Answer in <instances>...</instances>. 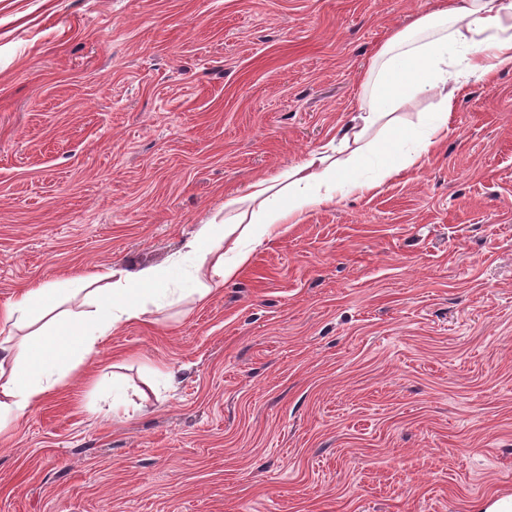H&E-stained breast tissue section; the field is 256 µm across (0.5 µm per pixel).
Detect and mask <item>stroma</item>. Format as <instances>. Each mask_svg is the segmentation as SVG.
Wrapping results in <instances>:
<instances>
[{
    "label": "stroma",
    "mask_w": 512,
    "mask_h": 512,
    "mask_svg": "<svg viewBox=\"0 0 512 512\" xmlns=\"http://www.w3.org/2000/svg\"><path fill=\"white\" fill-rule=\"evenodd\" d=\"M438 0H0V306L168 266L328 145ZM447 140L130 323L0 436V512H472L512 495V68ZM135 406L116 416L113 405Z\"/></svg>",
    "instance_id": "obj_1"
}]
</instances>
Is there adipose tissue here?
Listing matches in <instances>:
<instances>
[{
  "mask_svg": "<svg viewBox=\"0 0 512 512\" xmlns=\"http://www.w3.org/2000/svg\"><path fill=\"white\" fill-rule=\"evenodd\" d=\"M512 67V0H442L439 9L391 32L376 52L361 84L366 105L340 130L333 151L310 152L300 162L250 186L249 207L224 221L196 226L174 265L185 267L190 287L179 297L205 302L249 263L254 246L287 233L315 206L335 204L348 193L366 194L382 182L421 167L448 137V120L464 78H485ZM437 97L421 146L395 152L409 131L398 113L419 96ZM375 157L378 178L352 172ZM166 271L144 266L128 272L115 266L69 280L67 287L40 282L21 289L0 308V323L32 329L30 340L0 336V351L12 355L0 369V430L19 423L60 386L71 370L99 351L124 325L147 321L169 300Z\"/></svg>",
  "mask_w": 512,
  "mask_h": 512,
  "instance_id": "1",
  "label": "adipose tissue"
}]
</instances>
